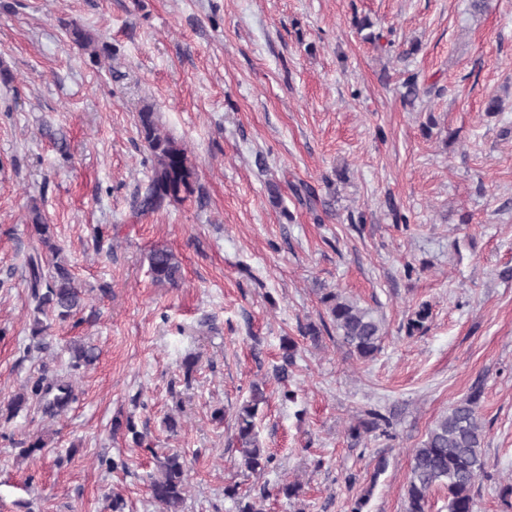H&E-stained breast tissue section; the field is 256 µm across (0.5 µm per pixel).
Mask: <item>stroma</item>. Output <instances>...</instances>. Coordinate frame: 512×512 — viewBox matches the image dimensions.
<instances>
[{
  "instance_id": "stroma-1",
  "label": "stroma",
  "mask_w": 512,
  "mask_h": 512,
  "mask_svg": "<svg viewBox=\"0 0 512 512\" xmlns=\"http://www.w3.org/2000/svg\"><path fill=\"white\" fill-rule=\"evenodd\" d=\"M75 25L92 48L71 41ZM0 67L14 77L0 84V512H108L115 493L125 512H158L148 476L171 449L189 464L185 512H237L234 483L263 512H350L362 497L364 512H405L414 448L477 388L476 510L512 512V0H0ZM147 105L197 183L137 217ZM34 204L87 292L42 353L24 270ZM156 245L178 256L180 287L153 282ZM325 288L382 317L374 359L307 337ZM75 337L98 348L94 366L71 368ZM285 337L298 352L281 382ZM40 379L72 383L62 412H3ZM255 384L273 457L257 475L235 439ZM371 411L386 430L352 436ZM120 415L145 447L113 431ZM294 482L299 497L278 494Z\"/></svg>"
}]
</instances>
